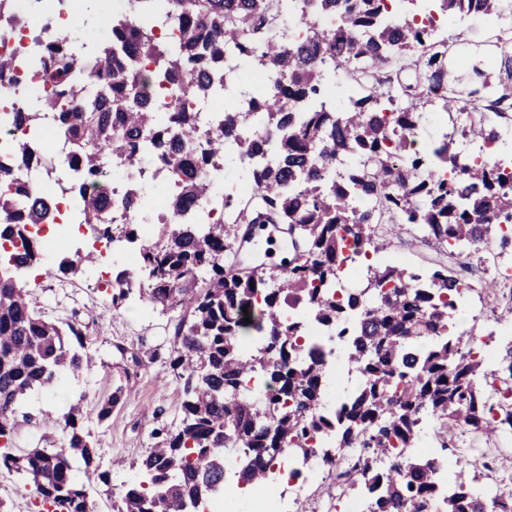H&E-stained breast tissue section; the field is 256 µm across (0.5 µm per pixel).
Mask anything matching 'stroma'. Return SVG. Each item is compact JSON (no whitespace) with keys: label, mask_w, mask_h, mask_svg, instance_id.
I'll return each instance as SVG.
<instances>
[{"label":"stroma","mask_w":512,"mask_h":512,"mask_svg":"<svg viewBox=\"0 0 512 512\" xmlns=\"http://www.w3.org/2000/svg\"><path fill=\"white\" fill-rule=\"evenodd\" d=\"M494 24L488 20H468L466 26L451 33L457 46L467 48L472 60L489 63L488 43ZM512 266V250L494 249L491 259L473 260L472 277L485 281L480 294L469 297L471 321L463 343L484 353L495 352L499 336L488 335L484 316L498 315L506 299L494 285L495 266ZM28 287L46 318L58 321L79 320L83 326L85 350L94 361L91 369L78 377H65L62 387L54 393H30L23 409L31 416L21 425L13 439L15 453L31 448H57L63 432L53 421L65 399L81 400L83 428L89 432L96 447L101 469L108 471L109 485L93 484L89 492L92 512H112V501L126 482L136 478V463L155 440L156 429L176 428L183 399V381L176 378L163 358L173 343L177 313L162 307L150 308L132 302L113 309L105 289L89 287L86 276L63 278L52 270L30 278ZM157 349L160 358L144 362L137 375L128 377V366L118 352L119 347L139 350L141 345ZM125 386L127 397L113 412L110 420L98 422L96 406L113 388ZM452 444L467 463L465 478L471 486H484L494 479L512 480V435L486 437L456 429ZM0 503L7 512H38L39 501L31 484L15 473L0 472Z\"/></svg>","instance_id":"stroma-1"}]
</instances>
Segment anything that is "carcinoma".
<instances>
[{
  "instance_id": "cac0c4a2",
  "label": "carcinoma",
  "mask_w": 512,
  "mask_h": 512,
  "mask_svg": "<svg viewBox=\"0 0 512 512\" xmlns=\"http://www.w3.org/2000/svg\"><path fill=\"white\" fill-rule=\"evenodd\" d=\"M95 2L86 0L82 23L62 31L63 50L0 58V88L12 86L19 66L39 69L49 87L38 110L11 116L25 134L0 161V178L29 166L45 112L61 113L67 156L85 182L114 158L149 164L158 139L173 141L165 170L181 186L171 193L163 177L127 184L122 205L135 203L138 221L104 224L112 198L76 195L84 223L116 246L138 250V268L112 277V307L136 294L179 310L165 364L185 379L180 422L143 455L138 478L113 512H204L234 485H270L272 468L286 454L306 467L316 455L310 439L325 435L329 470L353 449H366L343 486V494L368 504L365 512H429L434 502L441 512H512V499H487L463 481L446 485L428 460L403 452L435 423L437 436L458 424L512 434V341L491 364L453 329L468 292V265L440 266L419 278L403 267L370 264L343 298L329 293L340 279L344 226L375 253L407 228L418 241L444 252L462 247L468 257L496 241L512 243L496 237L497 223L512 216L511 173L492 160L467 159L446 134L425 155L412 150L434 115L426 107L439 103L450 116L473 114L460 137L508 151L499 142V119L512 109V56L501 54L490 73L474 65L454 74L448 41L417 21L420 0H393L390 11L384 0H304L308 38L299 43L283 25L295 15L292 0H122L106 38ZM505 7V0H431V12L450 28L463 17L495 18ZM161 14L169 22L186 16L176 49L155 38ZM330 14L342 25L326 22ZM141 60L154 70L141 71ZM259 72L268 83L256 81ZM342 72L353 84L338 97ZM160 79L174 84L163 113L147 104ZM209 93L224 97V115L196 165L181 153L202 139L197 113L185 101ZM251 103L259 105V135ZM246 135L249 164L225 152V143ZM432 158L453 177L441 179ZM232 161L239 179L257 188L242 204L219 194L216 174ZM359 196L378 199L387 221L356 204ZM159 197L166 218L156 224L152 205ZM207 197L221 200L233 223H196L191 207ZM48 200L47 192L21 186L14 196H0V238L24 239L27 225L46 219ZM142 224L153 225L146 243L138 239ZM253 224H277L288 240L280 273L239 269L238 229ZM43 261V250L28 244L0 263V471L27 477L44 507L89 512L73 460L101 483L108 474L97 469L80 403L56 418L63 445L11 449L22 396L55 391L62 373L90 366L82 324L44 319L21 282V272ZM96 261L77 250L60 259L57 271L76 275ZM288 306L300 310L291 323L282 319ZM313 332L330 333L344 366L361 375L335 420L324 407L327 359L299 342ZM259 371L274 395L249 385ZM125 396L119 385L104 397L98 422L110 419Z\"/></svg>"
}]
</instances>
